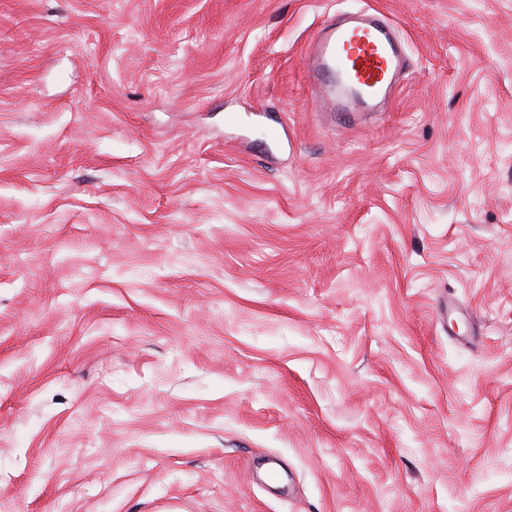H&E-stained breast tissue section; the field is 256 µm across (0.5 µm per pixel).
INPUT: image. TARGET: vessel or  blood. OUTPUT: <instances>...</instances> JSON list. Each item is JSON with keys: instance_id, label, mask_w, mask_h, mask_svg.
Segmentation results:
<instances>
[{"instance_id": "obj_1", "label": "vessel or blood", "mask_w": 512, "mask_h": 512, "mask_svg": "<svg viewBox=\"0 0 512 512\" xmlns=\"http://www.w3.org/2000/svg\"><path fill=\"white\" fill-rule=\"evenodd\" d=\"M405 68L395 29L368 11L325 25L305 55V70L322 105L346 115L371 111L390 100Z\"/></svg>"}]
</instances>
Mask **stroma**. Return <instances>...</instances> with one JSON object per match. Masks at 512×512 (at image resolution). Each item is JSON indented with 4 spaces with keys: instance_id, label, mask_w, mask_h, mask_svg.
Masks as SVG:
<instances>
[{
    "instance_id": "stroma-1",
    "label": "stroma",
    "mask_w": 512,
    "mask_h": 512,
    "mask_svg": "<svg viewBox=\"0 0 512 512\" xmlns=\"http://www.w3.org/2000/svg\"><path fill=\"white\" fill-rule=\"evenodd\" d=\"M0 512H512V0H0ZM305 70L330 112H368L390 100L406 68L403 45L377 13L369 11L318 30Z\"/></svg>"
}]
</instances>
